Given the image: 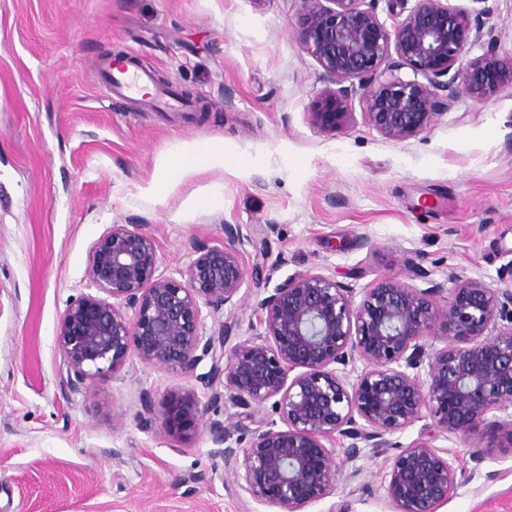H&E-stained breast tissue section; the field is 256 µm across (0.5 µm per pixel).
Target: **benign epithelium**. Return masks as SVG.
Here are the masks:
<instances>
[{"label": "benign epithelium", "mask_w": 512, "mask_h": 512, "mask_svg": "<svg viewBox=\"0 0 512 512\" xmlns=\"http://www.w3.org/2000/svg\"><path fill=\"white\" fill-rule=\"evenodd\" d=\"M377 2L301 0L298 43L326 83L309 113L320 131L346 122L358 86L368 122L396 142L427 131L438 98L451 105L461 89L485 99L512 88V60L503 64L492 49L495 27L472 23V9L452 0H415L393 15L389 29ZM484 40L490 49L468 57ZM259 250L263 261L248 273L238 250L197 246L176 278L161 271L156 239L143 225H112L89 250L86 279L97 294L73 300L59 318L63 385L77 391L118 372L132 356L195 375L211 399L245 410L234 423L206 420L213 441L224 445L231 487L279 512H305L336 489L339 466L329 442L338 437L348 441L353 460L363 447L384 453L388 435L430 420L427 437L390 460L385 491L392 512H438L448 501L456 467L431 445L440 435L468 443L493 428L496 448L512 453V419L493 416L512 404L511 289L456 278L449 298L443 283L413 264L409 279L429 287L387 276L357 303L353 289L333 274H298L269 288L270 272L285 258L269 261L263 242ZM245 285L257 324L231 346L237 323L216 321L208 330L205 319L236 306ZM436 337L440 348L429 343ZM358 359L365 369L351 382L347 368ZM206 360L208 371L196 373ZM269 401L285 428L256 418ZM207 414L190 389L160 401L142 393L137 417L145 428L158 423L182 436Z\"/></svg>", "instance_id": "benign-epithelium-1"}]
</instances>
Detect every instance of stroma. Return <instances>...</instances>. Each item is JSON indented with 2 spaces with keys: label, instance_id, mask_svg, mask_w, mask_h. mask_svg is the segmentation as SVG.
Segmentation results:
<instances>
[{
  "label": "stroma",
  "instance_id": "1",
  "mask_svg": "<svg viewBox=\"0 0 512 512\" xmlns=\"http://www.w3.org/2000/svg\"><path fill=\"white\" fill-rule=\"evenodd\" d=\"M299 0H0V512H277L228 492L206 425L176 437L139 425L141 393L195 387L191 375L131 358L77 393L63 389L61 313L88 293L91 245L142 224L165 270L224 227L267 237L286 262L273 283L330 271L362 293L420 263L431 279L512 288V95L459 94L429 131L385 139L353 96L323 133L309 113L324 84L297 41ZM153 71L192 104L154 111L106 99L113 54ZM223 142V167L194 166L152 192L179 147ZM455 436L439 512H512V454ZM335 494L306 512H390L385 455L348 460Z\"/></svg>",
  "mask_w": 512,
  "mask_h": 512
}]
</instances>
